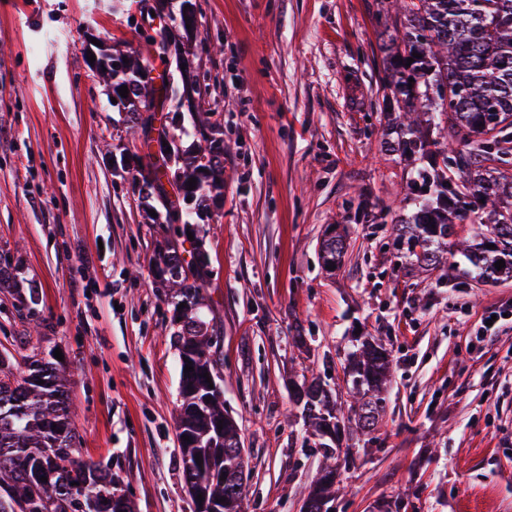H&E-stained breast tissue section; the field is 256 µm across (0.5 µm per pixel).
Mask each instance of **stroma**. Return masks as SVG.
I'll return each instance as SVG.
<instances>
[{
    "mask_svg": "<svg viewBox=\"0 0 512 512\" xmlns=\"http://www.w3.org/2000/svg\"><path fill=\"white\" fill-rule=\"evenodd\" d=\"M181 44L210 77L224 133V193L198 236L210 258L224 406L250 462L245 512H298L322 461L288 388L342 392L357 336L394 377L375 439L342 469L336 512H512V279L462 281L397 251L414 166L395 131L385 0H196ZM137 0H0V350L62 351L83 459L109 467L135 512H193L181 480L176 311L154 263L166 225L129 182L145 153L94 77L93 41L144 51ZM209 51L198 54V43ZM124 157L115 170L112 157ZM347 236L335 271L320 241ZM36 288V312L16 291ZM496 332L476 336L490 312Z\"/></svg>",
    "mask_w": 512,
    "mask_h": 512,
    "instance_id": "1",
    "label": "stroma"
}]
</instances>
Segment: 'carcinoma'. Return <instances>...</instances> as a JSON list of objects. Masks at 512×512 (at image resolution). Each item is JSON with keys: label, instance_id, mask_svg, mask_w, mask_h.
<instances>
[{"label": "carcinoma", "instance_id": "obj_1", "mask_svg": "<svg viewBox=\"0 0 512 512\" xmlns=\"http://www.w3.org/2000/svg\"><path fill=\"white\" fill-rule=\"evenodd\" d=\"M400 2L403 33L389 37L385 46L386 67L394 78L389 85L392 99L406 120L396 146L408 160L423 165L409 185L417 211L411 220L393 226L395 245L414 256L425 272L448 265L459 279L512 278V171L501 168L503 159L487 148L493 132L504 150L512 149V0ZM168 33L164 29L148 41L153 57L163 65L162 85L138 76L147 68L135 51L126 54L129 78L114 80L112 69L102 61L95 74L115 93L128 87V122L141 133L149 126L141 109L158 106L166 113L171 152L139 163L131 181L146 210L161 201L165 212L157 213L154 221L172 225L175 236L186 242L191 221H205L208 200L224 190V137L211 113L195 107V150L189 153L178 144L184 112L176 103L183 97L184 75L169 66ZM411 57L414 62L405 66ZM439 81L452 88L447 102L419 90ZM443 124L448 125V146L439 149L430 131ZM169 176L182 196L175 206L161 197L163 178ZM190 179L196 180L193 190ZM187 197L194 199L191 208L184 205ZM190 246L161 259L167 287L185 304L174 333L183 369L177 437L182 462L195 464L200 473L201 482L191 497L194 512H236L237 498L245 496L233 465L241 436L233 419L224 415L222 387L209 386L203 377L207 373L217 380L211 341L216 329L202 312L210 258L196 241ZM347 248L343 234L334 230L326 235L320 245L323 265L338 266ZM501 259L505 266L499 270L495 263ZM188 365L194 370L186 373ZM343 374L351 397L346 404L317 378L295 386L294 398L315 447L324 449L304 500L307 512H322L323 503L340 492L335 454L342 448V436H371L378 430L392 361L382 344L367 340L349 354ZM186 436L190 441H184ZM75 440L62 365L43 359L21 369L9 351L1 352L0 512L15 503L26 504L28 512H47L49 503L72 494L92 499L91 512H134L111 469L80 459ZM198 455L203 459L199 465ZM43 477L47 481H41Z\"/></svg>", "mask_w": 512, "mask_h": 512}]
</instances>
